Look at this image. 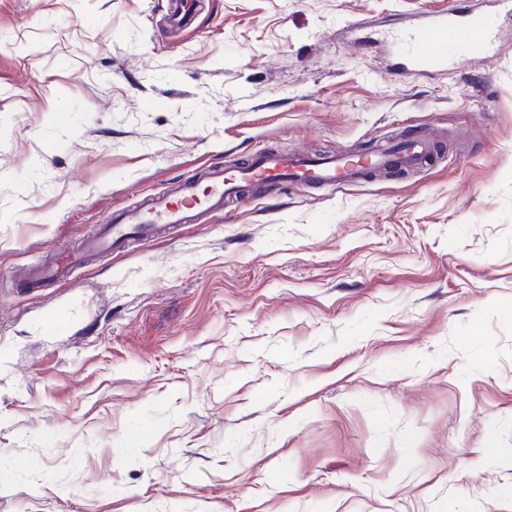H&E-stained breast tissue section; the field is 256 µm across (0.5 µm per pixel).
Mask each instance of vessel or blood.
Wrapping results in <instances>:
<instances>
[{
    "instance_id": "vessel-or-blood-1",
    "label": "vessel or blood",
    "mask_w": 512,
    "mask_h": 512,
    "mask_svg": "<svg viewBox=\"0 0 512 512\" xmlns=\"http://www.w3.org/2000/svg\"><path fill=\"white\" fill-rule=\"evenodd\" d=\"M397 40L419 45L416 55L398 59L394 68L402 73L431 74L444 67L454 47L466 45L471 56H493L495 31L481 13L460 14L447 9L423 16L414 27L397 33ZM435 146L425 135L380 142L363 153L340 152L316 156L303 150L289 154L255 152L243 166L209 170L205 183L190 178L173 191L149 198L141 207L114 213L104 222L93 251H114L133 235H150L160 224H187L223 211L227 202L243 206L257 199V192L270 184L306 183L335 187L356 184L381 171L423 167Z\"/></svg>"
}]
</instances>
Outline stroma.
<instances>
[{"instance_id": "1", "label": "stroma", "mask_w": 512, "mask_h": 512, "mask_svg": "<svg viewBox=\"0 0 512 512\" xmlns=\"http://www.w3.org/2000/svg\"><path fill=\"white\" fill-rule=\"evenodd\" d=\"M491 61L351 22L446 7ZM0 0V512H512V26L491 0ZM429 128L32 284L109 212L258 150ZM449 7L422 17L416 26L391 36L394 41H409L421 46L414 56L403 57L394 63L401 73L431 74L444 67L453 48L467 46L471 56L483 60L493 57L496 32L487 28L484 17L476 11L465 15Z\"/></svg>"}]
</instances>
